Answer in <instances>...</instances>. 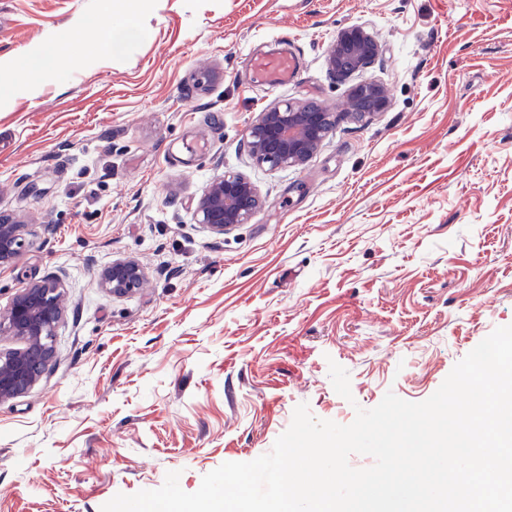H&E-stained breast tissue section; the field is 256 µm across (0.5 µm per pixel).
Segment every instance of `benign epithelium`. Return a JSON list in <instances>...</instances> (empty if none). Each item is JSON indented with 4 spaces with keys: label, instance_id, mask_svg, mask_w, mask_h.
<instances>
[{
    "label": "benign epithelium",
    "instance_id": "obj_1",
    "mask_svg": "<svg viewBox=\"0 0 512 512\" xmlns=\"http://www.w3.org/2000/svg\"><path fill=\"white\" fill-rule=\"evenodd\" d=\"M378 42L360 26L340 31L328 54V66L338 76L368 67L379 56ZM389 98L383 86L367 81L352 86L346 115L365 118L385 111ZM336 122V114L314 100L285 102L260 113L249 128L247 147L252 160L270 168H301L318 151ZM263 205L257 188L238 174L213 179L195 207L197 220L216 236L248 222ZM23 225L0 218V267L12 265L27 247ZM145 270L134 259L116 260L99 273V285L112 295L138 290ZM64 314L60 285L53 279L28 284L11 306L0 311V335L23 342L19 349L0 350V403L27 393L55 358L53 338Z\"/></svg>",
    "mask_w": 512,
    "mask_h": 512
}]
</instances>
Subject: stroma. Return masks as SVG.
<instances>
[{
	"label": "stroma",
	"instance_id": "35a3bbf8",
	"mask_svg": "<svg viewBox=\"0 0 512 512\" xmlns=\"http://www.w3.org/2000/svg\"><path fill=\"white\" fill-rule=\"evenodd\" d=\"M130 6L146 33L126 51L77 39ZM351 25L380 54L341 80L327 54ZM270 55L287 84L254 71ZM0 65V215L29 241L0 309L43 278L66 307L55 363L0 404V512H101L170 471L195 492L298 404L346 425L389 391L424 401L512 325V0H0ZM368 80L390 108L344 118ZM304 99L340 115L319 150L255 165L249 126ZM228 172L264 205L216 236L195 204ZM125 258L148 279L116 297L99 272ZM67 48L61 47L57 51H53L43 65L33 70V77L36 80L52 79L62 69L64 58L67 55ZM254 68L265 80L276 85L288 81L295 74L293 62L285 56H266L255 60Z\"/></svg>",
	"mask_w": 512,
	"mask_h": 512
}]
</instances>
